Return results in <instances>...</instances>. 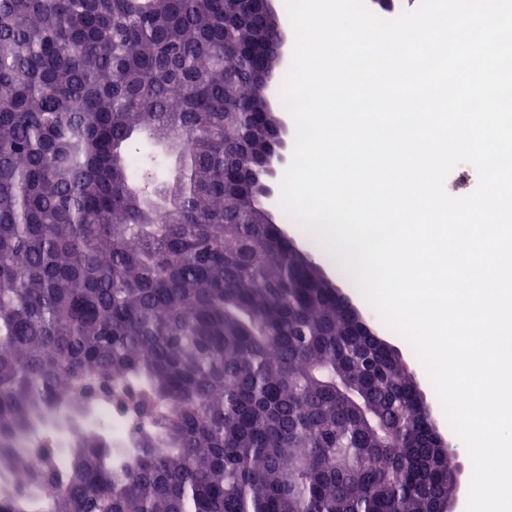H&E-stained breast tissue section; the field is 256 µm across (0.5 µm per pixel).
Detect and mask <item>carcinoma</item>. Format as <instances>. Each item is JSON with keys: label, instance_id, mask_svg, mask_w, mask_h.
<instances>
[{"label": "carcinoma", "instance_id": "1", "mask_svg": "<svg viewBox=\"0 0 512 512\" xmlns=\"http://www.w3.org/2000/svg\"><path fill=\"white\" fill-rule=\"evenodd\" d=\"M261 10L0 0V512L454 497L457 464L398 352L258 206L259 117L281 79Z\"/></svg>", "mask_w": 512, "mask_h": 512}]
</instances>
